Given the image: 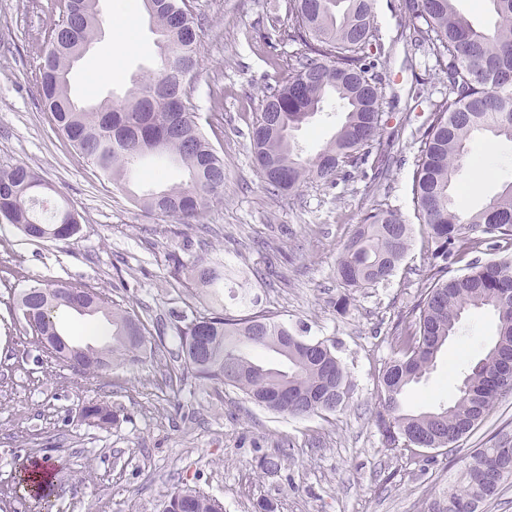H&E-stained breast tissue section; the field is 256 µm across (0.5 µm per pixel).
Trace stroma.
Segmentation results:
<instances>
[{
  "instance_id": "stroma-1",
  "label": "stroma",
  "mask_w": 512,
  "mask_h": 512,
  "mask_svg": "<svg viewBox=\"0 0 512 512\" xmlns=\"http://www.w3.org/2000/svg\"><path fill=\"white\" fill-rule=\"evenodd\" d=\"M53 0H0V168L25 163L54 188L46 207L65 199L81 230L65 241L26 237L0 218V512H163L174 487L189 486L219 500L224 512H427L457 478L461 460L512 434V395L453 450L410 456L385 448L376 427V379L392 354L398 324L418 299L431 244L417 217L412 184L418 134L446 92L436 57L410 42L400 0H374L378 49L369 59L380 77L385 176L365 164L334 182H310L275 196L262 185L251 153V125L266 91L284 82L301 51L284 28L285 0H191L198 21V66L186 104L224 158V192L198 220L183 224L145 214L132 197L183 178L172 166L144 160L126 190H101V173L57 134L36 81L43 36L61 19ZM104 23L70 74L72 96L91 106L125 96L160 68L158 37L144 7L134 17L136 51L117 76L95 83L91 70L118 48L121 16L114 0H98ZM343 120L327 100L308 124L293 130L304 155L315 154ZM487 169L465 167L456 184L480 208L512 181V142L492 134L475 143ZM370 211H392L408 224V250L391 279L374 288H347L336 269L344 244ZM191 263L219 259L249 280L248 290L280 321L309 338L331 339L355 385L348 405L326 416L283 417L237 390L165 381L177 349L165 335L151 358L81 373L51 358L19 321L15 301L39 283L81 282L150 323L172 311L203 309L194 289L171 285V256ZM63 330L81 344L102 346L111 327L103 317L63 312ZM496 333V318L472 310L458 336L404 397L409 411L450 402L470 363ZM118 410L100 428L83 406ZM282 452L278 474L261 473L257 458ZM47 457L56 465L52 494H26L23 463Z\"/></svg>"
}]
</instances>
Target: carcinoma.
<instances>
[{
    "label": "carcinoma",
    "instance_id": "obj_1",
    "mask_svg": "<svg viewBox=\"0 0 512 512\" xmlns=\"http://www.w3.org/2000/svg\"><path fill=\"white\" fill-rule=\"evenodd\" d=\"M456 0H403L405 24L418 47L439 58L448 96L428 117L414 172V198L431 239L426 287L413 306L414 319L396 328L393 354L379 374L381 406L377 426L385 447L401 452L453 448L485 420L500 397L512 394V372L500 358L512 354V260L466 263L465 272L448 269L480 249L487 239L512 241V182L487 205L470 210L452 194L464 164L473 158L474 137L489 132L512 142V0H488L496 15L492 31L475 28L455 7ZM159 35L161 69L135 90L97 108L73 100L68 91L70 59L91 43L102 20L96 0H63L62 20L44 36L46 49L37 79L44 105L71 145L118 189L126 188L137 164L151 157L179 163L188 181L135 197L147 214L194 219L224 191V159L207 140L184 97L170 100L163 83L172 63L195 69L197 22L188 0H143ZM288 39L301 46L288 80L263 100L251 129V146L261 182L273 195L298 190L309 179L331 182L345 168H357L364 151L379 141L378 75L366 63L376 40L372 0H288ZM332 97L344 113L333 138L305 158L290 132L306 124ZM51 186L30 166L0 170V217L38 240H67L80 231L77 215L66 204L48 215L36 210L37 194ZM409 245V228L391 211L367 213L344 246L337 275L347 288H371L390 279ZM178 285L193 286L213 300L224 293L226 272L220 262L198 260L190 267L172 256ZM241 310L220 305L203 311L171 313L169 329L178 339L169 381L190 379L233 387L250 402L284 416L326 415L345 407L353 381L336 355V341L313 340L272 311H256L250 294L235 296ZM16 307L32 335L49 353L83 372L102 370L116 361H142L152 330L135 313L112 304L82 283L38 284L19 295ZM66 308L80 316L103 315L112 325V342L103 346L105 361L81 351L83 345L59 336L53 313ZM494 313L497 332L483 355L469 364L455 398L430 411L408 412L406 389L420 382L454 336L462 315L472 309ZM275 353L287 369L256 355ZM83 419L100 428L117 421L104 403L82 407ZM512 479V446L504 438L475 448L458 479L434 498L428 512H480L501 485ZM190 502L189 512H221L216 500L179 488L168 505Z\"/></svg>",
    "mask_w": 512,
    "mask_h": 512
}]
</instances>
